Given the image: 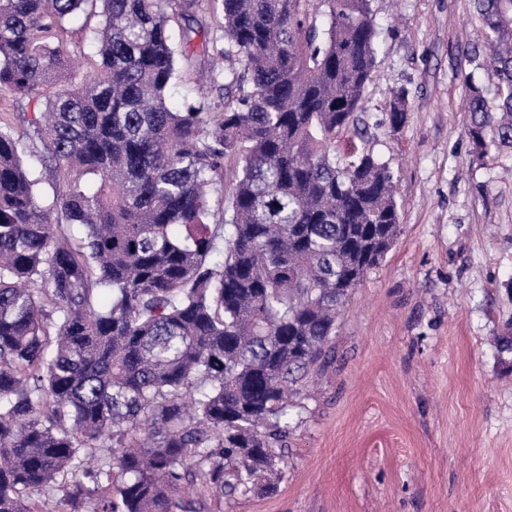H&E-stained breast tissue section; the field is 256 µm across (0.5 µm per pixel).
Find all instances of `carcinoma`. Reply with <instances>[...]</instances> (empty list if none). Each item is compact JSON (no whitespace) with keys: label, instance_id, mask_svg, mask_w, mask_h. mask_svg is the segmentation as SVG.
I'll list each match as a JSON object with an SVG mask.
<instances>
[{"label":"carcinoma","instance_id":"cac0c4a2","mask_svg":"<svg viewBox=\"0 0 512 512\" xmlns=\"http://www.w3.org/2000/svg\"><path fill=\"white\" fill-rule=\"evenodd\" d=\"M87 2L0 0V91L57 86L25 131L0 126V512H44L34 495L53 488L92 512H185L184 485L269 490L290 398L399 234L389 164L335 148L370 128L371 0H221L210 96L183 111L168 98L200 0H100L98 61L77 84L49 39ZM473 2L466 133L486 156L512 151V0ZM405 104L396 93L391 129ZM106 438L88 488L80 456ZM21 147L23 148V159L26 165L33 171L34 177L41 179L40 184L38 185L41 195L45 198L52 197L53 190L51 178L49 175L42 173L41 168L33 162V154H36V152L41 149L40 143L31 141L24 137Z\"/></svg>","mask_w":512,"mask_h":512}]
</instances>
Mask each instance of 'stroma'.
<instances>
[{
	"label": "stroma",
	"instance_id": "1",
	"mask_svg": "<svg viewBox=\"0 0 512 512\" xmlns=\"http://www.w3.org/2000/svg\"><path fill=\"white\" fill-rule=\"evenodd\" d=\"M382 61L370 147L393 174L400 234L354 289L332 357L292 410L271 493L197 512H512V154L472 156L462 86L472 0H372ZM101 6L59 36L93 61ZM407 118L384 126L392 93Z\"/></svg>",
	"mask_w": 512,
	"mask_h": 512
}]
</instances>
